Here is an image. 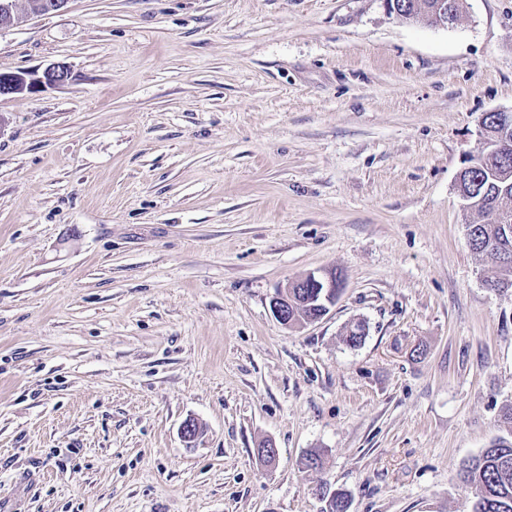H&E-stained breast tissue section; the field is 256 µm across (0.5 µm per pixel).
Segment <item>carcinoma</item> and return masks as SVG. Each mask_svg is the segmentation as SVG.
<instances>
[{
    "mask_svg": "<svg viewBox=\"0 0 512 512\" xmlns=\"http://www.w3.org/2000/svg\"><path fill=\"white\" fill-rule=\"evenodd\" d=\"M410 11L405 20L422 18L434 25L433 7L437 0H409ZM466 177L479 184L477 193L472 196L474 202L470 216L473 217L472 241L469 247L476 253L487 255L494 260L490 272H497L500 262L512 260V232L507 233L499 224L486 223V217L492 210L505 203L506 197L512 198V191H504L500 178L512 183V153L485 160L479 156L472 159V167L466 171ZM288 295L297 301L296 310L288 312L290 326L300 324V319L326 314L320 305L314 288H290ZM499 427L506 435L498 437L481 455L469 461L463 470L464 479L475 490V502L472 512H512V405L503 408ZM325 507L322 512H348V494L344 491H331L319 487Z\"/></svg>",
    "mask_w": 512,
    "mask_h": 512,
    "instance_id": "cac0c4a2",
    "label": "carcinoma"
}]
</instances>
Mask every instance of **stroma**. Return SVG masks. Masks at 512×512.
I'll return each mask as SVG.
<instances>
[{"instance_id": "1", "label": "stroma", "mask_w": 512, "mask_h": 512, "mask_svg": "<svg viewBox=\"0 0 512 512\" xmlns=\"http://www.w3.org/2000/svg\"><path fill=\"white\" fill-rule=\"evenodd\" d=\"M58 62L65 84L0 95V512H321L322 485L471 512L512 291L456 180L512 107V0L448 27L384 0H69L0 27V73ZM325 272L328 313L278 323L276 292Z\"/></svg>"}]
</instances>
